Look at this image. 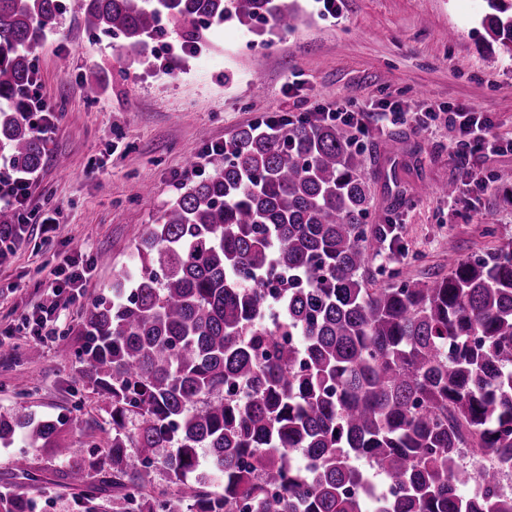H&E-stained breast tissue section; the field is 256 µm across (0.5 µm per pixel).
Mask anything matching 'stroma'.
<instances>
[{
    "instance_id": "35a3bbf8",
    "label": "stroma",
    "mask_w": 512,
    "mask_h": 512,
    "mask_svg": "<svg viewBox=\"0 0 512 512\" xmlns=\"http://www.w3.org/2000/svg\"><path fill=\"white\" fill-rule=\"evenodd\" d=\"M297 2L303 13L295 32L269 33L260 20L214 24L208 47L186 57L181 30L170 27L154 43L170 67L127 69L117 40L85 28L82 0H65L35 51L42 100L58 119L29 206L53 213L55 228L45 235L31 227L22 247L0 262V328L44 302L51 271L72 251L94 265L85 297L61 309L51 337L27 329L0 335V413L41 419L74 413L82 420L71 436L75 447L106 448L111 405L89 382L72 332L93 300L111 298L142 231L179 185L196 179L188 159L262 113L311 111L336 100L359 107L390 101L414 111L464 102L495 113L497 134L512 140V55L483 39L485 0H336L334 18L318 0ZM64 54L65 68L58 63ZM393 129L407 134L405 153L389 154L385 134L359 143L366 158L378 160L370 181L374 208L386 209L399 191L414 200L394 213L402 250L385 261L386 271L442 275L447 241L464 258L512 242L511 150L485 160L488 184L478 210L458 213L435 192L460 176L447 115L426 132L408 122ZM60 157L67 172L56 165ZM146 182L152 194L143 193ZM104 254L110 264L100 263ZM22 380L29 383L24 395L15 389ZM21 454L38 482L15 467ZM66 468L23 441L0 446V492L33 498L36 512H74L80 490L64 478Z\"/></svg>"
}]
</instances>
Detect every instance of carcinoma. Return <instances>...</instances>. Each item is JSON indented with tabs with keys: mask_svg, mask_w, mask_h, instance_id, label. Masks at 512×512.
Instances as JSON below:
<instances>
[{
	"mask_svg": "<svg viewBox=\"0 0 512 512\" xmlns=\"http://www.w3.org/2000/svg\"><path fill=\"white\" fill-rule=\"evenodd\" d=\"M486 3L481 25L512 55V0ZM83 9L85 28L121 38L131 65L149 62L166 22L190 42L226 17L297 28L280 0ZM59 11L0 0V156L16 172L44 158L23 91ZM209 167L74 332L112 404V512H512V244L455 258L441 278L392 271L376 288L370 260L401 247L340 126H249ZM272 269L288 276L275 291L286 314L267 324ZM78 424L0 414V444L22 436L70 459L76 512H100L90 477L101 466L69 441ZM0 512H32L31 499L0 495Z\"/></svg>",
	"mask_w": 512,
	"mask_h": 512,
	"instance_id": "1",
	"label": "carcinoma"
}]
</instances>
